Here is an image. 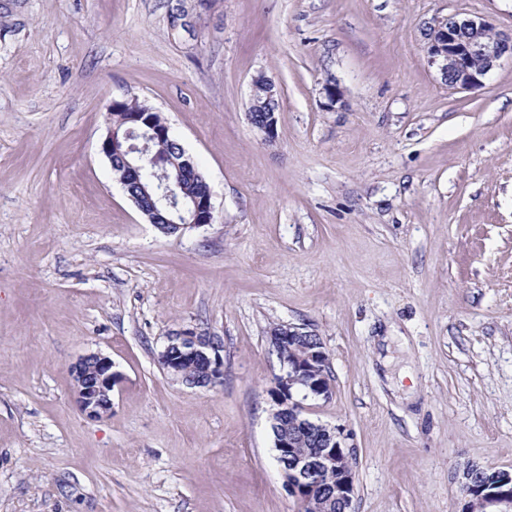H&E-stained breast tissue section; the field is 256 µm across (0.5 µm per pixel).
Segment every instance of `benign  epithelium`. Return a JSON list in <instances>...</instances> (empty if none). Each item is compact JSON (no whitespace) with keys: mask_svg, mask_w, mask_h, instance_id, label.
Segmentation results:
<instances>
[{"mask_svg":"<svg viewBox=\"0 0 512 512\" xmlns=\"http://www.w3.org/2000/svg\"><path fill=\"white\" fill-rule=\"evenodd\" d=\"M425 52L428 63L437 67L441 80L448 87L459 91H472L483 87L484 80L504 56L512 57V32L503 33L480 16L461 17L457 14L436 17L425 29ZM253 128L271 142L277 135V117L266 112L261 117L248 113ZM126 127L118 131L112 125V113H107V131L100 151L110 166L123 165L120 183L129 199L139 211L151 205L153 214L175 211L187 212L176 226L182 229L212 223L211 192L190 199L177 188L167 184H144L140 180V167L127 160L135 152L141 158L154 142L172 137L167 122L156 112H129ZM176 174L197 172L191 157L182 148L166 160ZM141 189L131 194L130 187ZM308 336L302 328L280 325L269 331V342L281 363L282 373L275 377L270 390L272 403L271 426L275 438L273 448L288 491L302 501L301 492L323 484L336 483V498L341 512H349L355 494L356 453L348 443L349 434L340 426H325L309 417L308 399L328 398L332 395L329 379L325 375L328 352L319 343L305 357L295 360L284 357L288 342ZM219 340L207 333L191 328H180L166 337V345L160 355L161 367L171 378L190 387H212L224 378V359L220 355ZM193 361L202 371L193 379L181 373L182 364ZM112 359L98 353L87 354L70 366L74 382V394L81 409L90 418H101L112 411V392L121 375L113 370ZM307 433L321 434V448L313 457L290 455L295 438L288 434V420ZM486 469L483 464L466 465L463 472L462 495L468 508L464 512H512V472L502 470L503 482L494 490L472 495L471 490L480 482Z\"/></svg>","mask_w":512,"mask_h":512,"instance_id":"7a95c632","label":"benign epithelium"}]
</instances>
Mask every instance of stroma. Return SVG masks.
<instances>
[{
  "label": "stroma",
  "mask_w": 512,
  "mask_h": 512,
  "mask_svg": "<svg viewBox=\"0 0 512 512\" xmlns=\"http://www.w3.org/2000/svg\"><path fill=\"white\" fill-rule=\"evenodd\" d=\"M452 14L512 30V0H0V512H299L276 325L327 349L310 416L350 436L354 512H461L466 464L512 470V59L449 89L424 32ZM124 99L212 223L167 235L129 200L100 151ZM179 328L218 337L222 384L160 367ZM90 353L122 376L99 419L70 373ZM272 102L267 100V92L262 86H258L255 94V109L254 112H248L249 121L253 128L263 134L264 139L272 142L277 135V117L276 113L278 108L275 107V112H267L272 107ZM255 112H265L260 118H255Z\"/></svg>",
  "instance_id": "1"
}]
</instances>
